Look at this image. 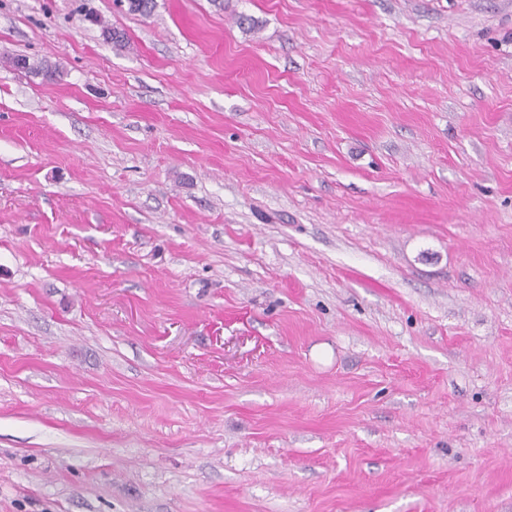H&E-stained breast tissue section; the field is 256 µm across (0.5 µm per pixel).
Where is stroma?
Returning <instances> with one entry per match:
<instances>
[{
    "instance_id": "35a3bbf8",
    "label": "stroma",
    "mask_w": 512,
    "mask_h": 512,
    "mask_svg": "<svg viewBox=\"0 0 512 512\" xmlns=\"http://www.w3.org/2000/svg\"><path fill=\"white\" fill-rule=\"evenodd\" d=\"M0 512H512V0H0Z\"/></svg>"
}]
</instances>
